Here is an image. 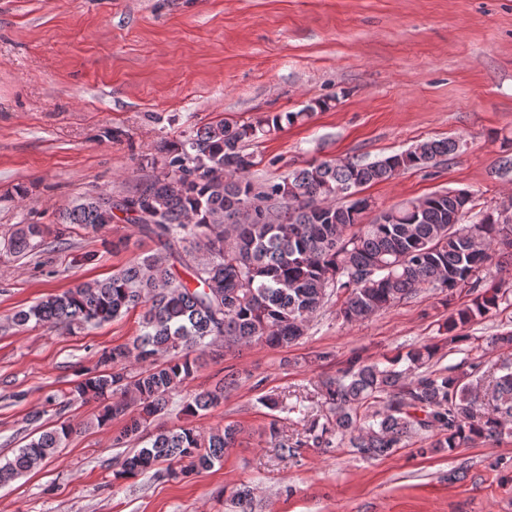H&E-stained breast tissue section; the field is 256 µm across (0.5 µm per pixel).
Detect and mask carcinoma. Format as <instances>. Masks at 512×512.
<instances>
[{"label":"carcinoma","instance_id":"cac0c4a2","mask_svg":"<svg viewBox=\"0 0 512 512\" xmlns=\"http://www.w3.org/2000/svg\"><path fill=\"white\" fill-rule=\"evenodd\" d=\"M329 107L317 100L298 112H275L249 123L224 120L183 133L164 144L162 163L132 193L114 199L88 194L62 216L94 234L112 223L114 211L152 241L157 251L92 282H79L15 313L13 323L33 321L69 331L109 323L143 308L132 343L102 351L92 368L76 373L64 399L55 394V424L0 463V486L56 457L73 434L60 416L74 401L95 402L96 426L118 418L125 425L115 446L143 440L114 471V480L151 475L184 479L214 467L236 445L242 428L229 422L201 435L191 420L224 402L238 385L234 374L214 388L180 401L185 423L159 427L142 438L146 424L170 403L199 368L196 353L211 344L265 345L284 349L306 334L312 317L331 299L346 323L366 320L428 288L445 303L466 288L471 299L444 323L456 330L499 309L509 287L482 277L493 256L512 258V223L498 211L463 223L473 208L467 190L441 191L390 207L366 221L373 202L361 188L407 170L434 168L458 149L453 139H432L375 161L322 160L277 181L255 183L247 143ZM35 224H18L4 249L23 258L42 245ZM436 343L406 352L409 372L356 356L333 378L318 384L322 413L260 397L271 411L302 414V432L282 435L279 417L267 434L281 455L302 448H353L364 458L396 453L417 438L419 452L497 445L512 436V364L485 387L481 358L467 369H436ZM239 512H253L250 490L232 494Z\"/></svg>","mask_w":512,"mask_h":512}]
</instances>
